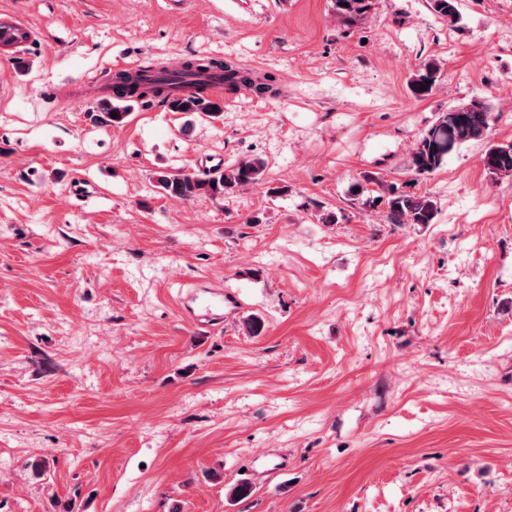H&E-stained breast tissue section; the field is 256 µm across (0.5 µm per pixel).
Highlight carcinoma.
<instances>
[{"instance_id": "carcinoma-1", "label": "carcinoma", "mask_w": 512, "mask_h": 512, "mask_svg": "<svg viewBox=\"0 0 512 512\" xmlns=\"http://www.w3.org/2000/svg\"><path fill=\"white\" fill-rule=\"evenodd\" d=\"M336 16L346 26H354L367 17L373 0H335ZM460 0H429L430 9L449 26L461 22ZM0 37L23 44L30 38L27 29L4 23L0 25ZM186 76L205 73L218 74L228 86L247 84L258 96L272 92L270 84L256 82L237 64L221 59H187L181 63ZM442 78L440 65L433 59L421 64L410 80V90L418 98L429 96ZM167 72L151 66L134 71H118L110 78V96L96 101L88 112L96 125L120 126L136 107L156 99L167 111L196 114L201 118L214 119L221 115L222 106L199 87L179 97L165 94ZM116 117H111V114ZM492 107L482 100L453 107L441 113L438 119L417 139L408 158V169L417 177H427L442 168L448 157L462 145L488 137ZM483 166L496 176H512V144H488L483 155ZM266 164L259 157L243 158L228 168H212L200 172L161 174L156 183L163 193L178 200H192L200 196L221 198L225 194L246 185H259L264 180ZM376 195L367 199L370 207L382 206L385 221L389 224H431L437 213L436 202L427 195L406 193L390 184L377 183Z\"/></svg>"}]
</instances>
